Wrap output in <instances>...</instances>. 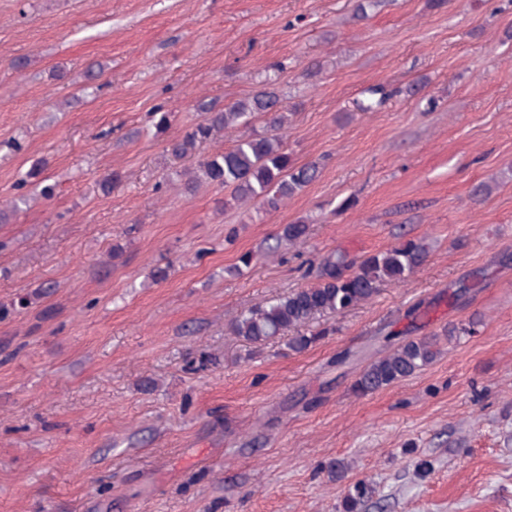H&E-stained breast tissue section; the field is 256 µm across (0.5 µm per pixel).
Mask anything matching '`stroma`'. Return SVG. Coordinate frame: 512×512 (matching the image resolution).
<instances>
[{
    "instance_id": "stroma-1",
    "label": "stroma",
    "mask_w": 512,
    "mask_h": 512,
    "mask_svg": "<svg viewBox=\"0 0 512 512\" xmlns=\"http://www.w3.org/2000/svg\"><path fill=\"white\" fill-rule=\"evenodd\" d=\"M353 6L0 0V209L33 167L56 186L0 223V512H342L360 480L366 512H512V5L381 0L362 20ZM266 81L316 180L271 212L184 193L193 163L168 141L199 102ZM413 83L424 98L357 109L372 86ZM300 219L305 241L278 244ZM404 237L428 243L424 265L320 319L307 350L228 333L306 286V261ZM468 321L413 377L352 393L386 333Z\"/></svg>"
}]
</instances>
